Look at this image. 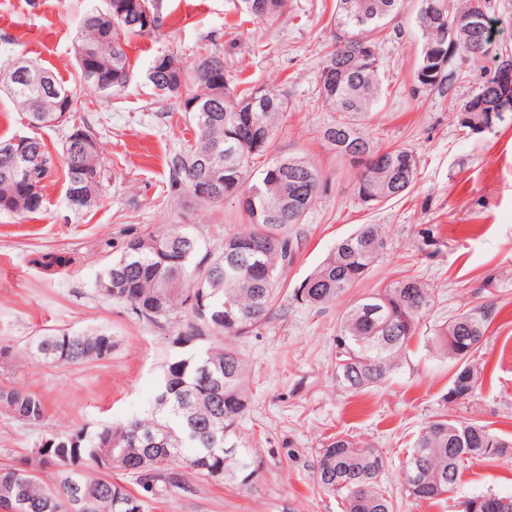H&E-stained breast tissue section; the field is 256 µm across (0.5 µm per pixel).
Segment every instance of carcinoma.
Masks as SVG:
<instances>
[{"label":"carcinoma","mask_w":512,"mask_h":512,"mask_svg":"<svg viewBox=\"0 0 512 512\" xmlns=\"http://www.w3.org/2000/svg\"><path fill=\"white\" fill-rule=\"evenodd\" d=\"M239 2L256 19L280 15L286 8L280 0ZM423 2L418 0L416 12L423 56L444 53L457 21L476 9L489 16V32L456 33L455 65L440 72H430L417 61L412 91L444 93L474 67L479 70L476 87L456 111L457 125L471 135H484L511 123L510 112L466 111L471 104H494L497 76L512 73V52L498 42L499 20L490 16L486 0H434L438 9L433 12L425 11ZM403 5L404 0H335L336 40L318 74L323 104L338 114L322 136L341 130L358 135V160L350 164L357 170L356 194L367 206L407 194L418 176L419 156L414 151L380 148L359 123L383 95L381 59L370 33L383 28ZM163 24L160 0H104V8L87 12L74 44L80 86L107 96L121 92L131 80L126 53L130 37L149 36ZM363 44L372 52L341 75L339 66ZM148 81L160 94L179 100L195 131L194 143L169 158L173 185L193 192L215 180L214 202L257 193L255 205L244 210L250 230L225 235L222 250L198 262L196 236L181 227L125 240L120 256L106 266L99 282L123 283L117 300L153 325L169 321L180 309L189 311L191 318L186 329L172 337L183 346L166 364L156 414L93 430L44 431L32 449V466L0 468V512H148L150 503L187 487L183 476L189 470L215 482L230 477L243 485L259 473L261 460L237 439L250 403V365L234 341L268 320L282 274L294 261L289 229L302 223L314 204L322 174L306 157L293 156L275 157L251 176V163L272 149L276 124L287 105L273 89L238 87L226 74L221 56L203 57L190 76L177 52L161 51L152 60ZM0 91L15 100L29 125L63 127L59 154L67 206L75 213L95 207L103 162L98 147L71 135L78 127L86 137L96 138L90 126L71 120L81 105L80 92L27 59L18 68L0 71ZM17 152L14 139H0V215L32 218L44 207L43 182L56 170L55 157L35 137L27 138L24 157H16ZM78 194L92 203L74 202ZM386 245L381 225H360L336 244L296 297L311 306L329 302L365 278ZM215 278L219 284L214 287ZM193 283L202 285L209 304L224 319L206 324L195 317L187 305ZM434 299L435 288L414 276L359 299L337 327L336 380L349 390L384 383L420 336ZM491 316L490 305L463 310L426 338L431 351L453 362L444 400L457 407L470 400L482 381L485 365L475 361V353ZM114 348L112 336L99 327L54 330L31 343L44 362L56 365L104 360ZM217 363L223 365L221 375L214 369ZM45 411L42 396L0 382V413L24 425L41 426ZM186 448L191 449L188 456ZM510 448L512 442L463 412L433 420L409 450L402 468L404 490L415 501L440 503L460 481L463 462L501 457ZM44 467L54 469L50 485L40 477ZM313 469L319 487L341 498L344 512H395L393 498L380 483L384 458L373 446L336 433L320 443ZM114 472L135 478L137 491L112 479ZM462 505V512H512V497L488 490Z\"/></svg>","instance_id":"1"}]
</instances>
